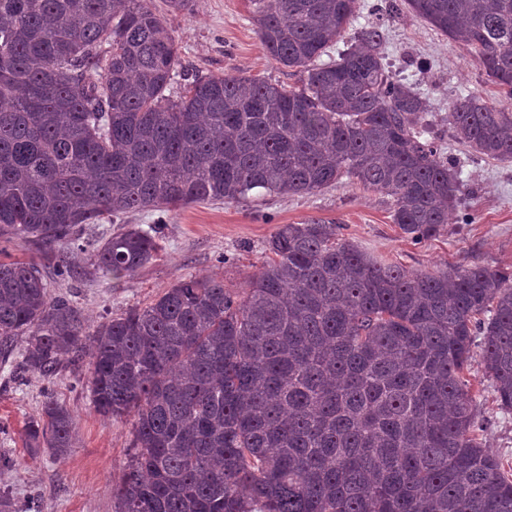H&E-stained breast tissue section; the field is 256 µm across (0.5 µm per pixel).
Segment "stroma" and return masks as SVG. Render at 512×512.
<instances>
[{
    "instance_id": "stroma-1",
    "label": "stroma",
    "mask_w": 512,
    "mask_h": 512,
    "mask_svg": "<svg viewBox=\"0 0 512 512\" xmlns=\"http://www.w3.org/2000/svg\"><path fill=\"white\" fill-rule=\"evenodd\" d=\"M351 24L360 29L381 23L387 62L396 77L415 84L429 100L425 118L443 156L461 181V204L444 231L412 241L392 224L391 197L342 182L309 195L268 196L243 203L191 204L171 210L157 256L133 276L111 283L86 274L88 256L69 254L76 278L53 276V251L33 244L0 241V260L36 262L48 272L50 295L75 301L91 324L153 301L179 277L218 273L239 291L265 261L263 246L283 224L320 220L341 227L361 251L406 269L437 272L479 264L512 270V163L474 154L459 144L448 124L458 94L477 92L496 102L500 96L482 66L430 24L414 17L403 0H363ZM164 17L180 53L171 87L179 95L194 75L246 74L285 86L298 80L293 70L266 57L246 0H194L192 12L171 11L167 0H151ZM87 369L63 367L52 378L25 374L13 378L0 368V453L16 465L0 471V492L24 512L37 501L40 512H116L112 486L121 477L132 447V424L97 413L87 386ZM477 401L482 443L491 454L512 461V411L498 410L481 354L466 374ZM53 398L75 418L77 444L62 457L48 450L30 452L25 425Z\"/></svg>"
}]
</instances>
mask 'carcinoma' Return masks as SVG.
I'll return each mask as SVG.
<instances>
[{
  "instance_id": "1",
  "label": "carcinoma",
  "mask_w": 512,
  "mask_h": 512,
  "mask_svg": "<svg viewBox=\"0 0 512 512\" xmlns=\"http://www.w3.org/2000/svg\"><path fill=\"white\" fill-rule=\"evenodd\" d=\"M248 2L299 84L196 76L174 98L178 48L147 0H0V239L73 245L119 280L153 260L174 208L344 177L393 198L408 238L440 234L460 180L425 137L427 98L389 70L382 26L323 61L360 0ZM406 2L512 102V0ZM448 123L512 162L511 106L468 93ZM135 211L157 218L79 235ZM339 230L284 224L244 291L184 276L96 326L36 264L0 262V366L52 376L90 349L95 409L132 418L117 512H512V465L482 447L463 376L481 346L512 410V271L415 272ZM26 437L64 455L73 415L49 399Z\"/></svg>"
}]
</instances>
